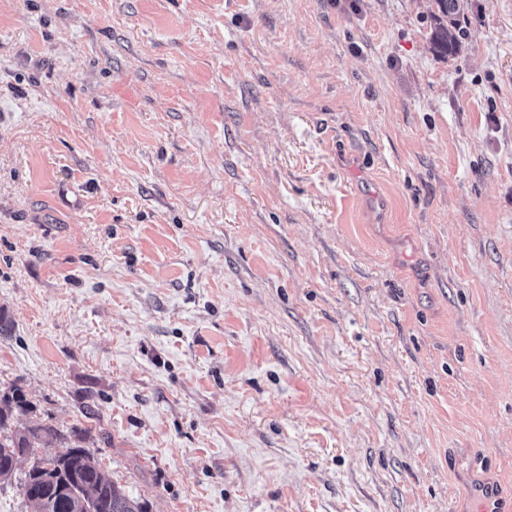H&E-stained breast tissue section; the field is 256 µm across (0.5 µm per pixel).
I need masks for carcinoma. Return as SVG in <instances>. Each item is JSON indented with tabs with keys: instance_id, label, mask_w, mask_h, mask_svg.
Wrapping results in <instances>:
<instances>
[{
	"instance_id": "obj_1",
	"label": "carcinoma",
	"mask_w": 512,
	"mask_h": 512,
	"mask_svg": "<svg viewBox=\"0 0 512 512\" xmlns=\"http://www.w3.org/2000/svg\"><path fill=\"white\" fill-rule=\"evenodd\" d=\"M432 4V49L438 56H452L464 36L458 23L460 0H432ZM29 408L18 388L0 395V482L14 477L17 455L30 456L43 440L62 444L54 457L34 462L19 479L30 512H146L141 502L112 481L90 449L70 443L50 426L12 428L14 417Z\"/></svg>"
}]
</instances>
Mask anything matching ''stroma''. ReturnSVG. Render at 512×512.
Wrapping results in <instances>:
<instances>
[{
  "instance_id": "stroma-1",
  "label": "stroma",
  "mask_w": 512,
  "mask_h": 512,
  "mask_svg": "<svg viewBox=\"0 0 512 512\" xmlns=\"http://www.w3.org/2000/svg\"><path fill=\"white\" fill-rule=\"evenodd\" d=\"M0 0V391L147 512H512V0ZM460 0H432L431 44L434 53L447 57L457 53L464 31L459 27Z\"/></svg>"
}]
</instances>
